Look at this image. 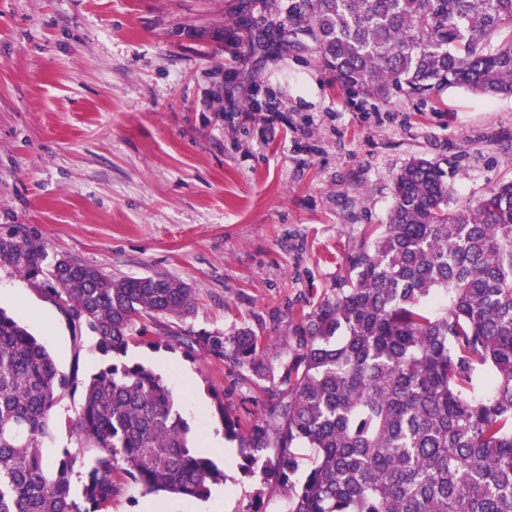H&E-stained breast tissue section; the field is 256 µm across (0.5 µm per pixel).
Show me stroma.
<instances>
[{
    "label": "stroma",
    "instance_id": "stroma-1",
    "mask_svg": "<svg viewBox=\"0 0 512 512\" xmlns=\"http://www.w3.org/2000/svg\"><path fill=\"white\" fill-rule=\"evenodd\" d=\"M244 0H0V236L36 240L115 278L193 290L190 315L152 331L265 337L259 370L210 351L129 345L188 373L175 385L192 440L223 412L268 420L294 357V315L334 288L393 177L438 160L454 204L512 178V97L461 88L364 101L313 51L253 53ZM0 309L86 378L100 356L38 282L0 264ZM224 512H284L273 471L225 466Z\"/></svg>",
    "mask_w": 512,
    "mask_h": 512
}]
</instances>
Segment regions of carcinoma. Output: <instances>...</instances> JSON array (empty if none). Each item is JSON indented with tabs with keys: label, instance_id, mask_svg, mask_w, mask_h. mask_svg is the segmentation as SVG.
<instances>
[{
	"label": "carcinoma",
	"instance_id": "cac0c4a2",
	"mask_svg": "<svg viewBox=\"0 0 512 512\" xmlns=\"http://www.w3.org/2000/svg\"><path fill=\"white\" fill-rule=\"evenodd\" d=\"M264 34L314 50L354 96H512V0H288ZM451 203L441 164L409 161L387 223L366 225L347 276L296 313L288 389L270 420L222 411L245 471L273 466L286 512H512V180L474 205ZM0 263L40 282L105 359L84 379L66 376L0 310V512H99L128 482L208 498L224 472L195 451L162 376L126 360L129 342L198 345L254 369L264 338L133 336L138 318L190 313L192 289L114 279L67 256L48 264L17 234L0 236ZM76 395V447L48 459L52 411ZM301 445L314 457L297 488Z\"/></svg>",
	"mask_w": 512,
	"mask_h": 512
}]
</instances>
